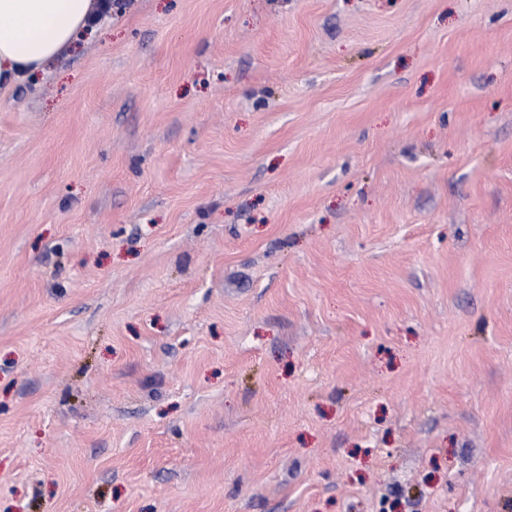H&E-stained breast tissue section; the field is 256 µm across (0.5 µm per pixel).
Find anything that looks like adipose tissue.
Masks as SVG:
<instances>
[{
    "instance_id": "ef3b65f1",
    "label": "adipose tissue",
    "mask_w": 512,
    "mask_h": 512,
    "mask_svg": "<svg viewBox=\"0 0 512 512\" xmlns=\"http://www.w3.org/2000/svg\"><path fill=\"white\" fill-rule=\"evenodd\" d=\"M98 0H0V86L29 78L90 27Z\"/></svg>"
}]
</instances>
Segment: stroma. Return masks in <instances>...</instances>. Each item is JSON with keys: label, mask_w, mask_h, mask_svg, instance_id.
Returning a JSON list of instances; mask_svg holds the SVG:
<instances>
[{"label": "stroma", "mask_w": 512, "mask_h": 512, "mask_svg": "<svg viewBox=\"0 0 512 512\" xmlns=\"http://www.w3.org/2000/svg\"><path fill=\"white\" fill-rule=\"evenodd\" d=\"M0 512H512V0H119L0 90Z\"/></svg>", "instance_id": "1"}]
</instances>
